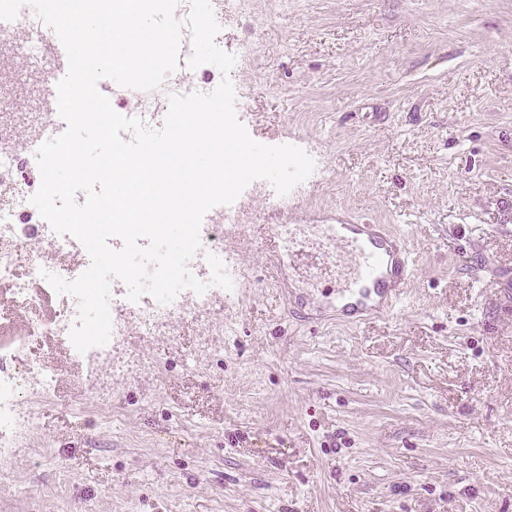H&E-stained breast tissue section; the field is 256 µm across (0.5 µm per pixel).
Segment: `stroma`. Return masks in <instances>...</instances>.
<instances>
[{"label": "stroma", "mask_w": 512, "mask_h": 512, "mask_svg": "<svg viewBox=\"0 0 512 512\" xmlns=\"http://www.w3.org/2000/svg\"><path fill=\"white\" fill-rule=\"evenodd\" d=\"M221 33L254 45L231 76L249 135L320 166L229 240L223 355L190 366L195 328L135 342L156 375L79 412L80 365L40 337L55 391L0 512H512V0H251ZM280 222L402 236L394 313L339 320L354 257L310 233L269 287Z\"/></svg>", "instance_id": "obj_1"}]
</instances>
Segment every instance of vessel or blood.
<instances>
[{
  "label": "vessel or blood",
  "mask_w": 512,
  "mask_h": 512,
  "mask_svg": "<svg viewBox=\"0 0 512 512\" xmlns=\"http://www.w3.org/2000/svg\"><path fill=\"white\" fill-rule=\"evenodd\" d=\"M319 232L326 242L346 245L355 256L351 282L334 297L338 316L360 322L392 312L413 274L405 240L382 224H323Z\"/></svg>",
  "instance_id": "obj_1"
}]
</instances>
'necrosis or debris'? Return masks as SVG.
I'll return each mask as SVG.
<instances>
[{"instance_id": "1", "label": "necrosis or debris", "mask_w": 512, "mask_h": 512, "mask_svg": "<svg viewBox=\"0 0 512 512\" xmlns=\"http://www.w3.org/2000/svg\"><path fill=\"white\" fill-rule=\"evenodd\" d=\"M55 32L41 23L32 7H23L15 29L0 36V82L9 83L18 71H26L33 84L60 80L62 71L49 60L48 46ZM179 78H164L151 90L138 91L128 97L116 89L111 105L121 115L140 117L153 127L161 126L168 112L171 95L213 91L221 81L219 69L206 64L197 69L180 66ZM56 102H47L38 113L4 112L0 114V310L15 305H36L33 291L47 288L43 271L73 280L90 265V256L75 238L56 235L29 198L41 183L36 162L37 147L46 139L65 130ZM292 195L264 194L261 211L250 204L233 203L213 210L200 229L201 248L190 259L188 268L200 281L209 285L204 294L181 291L173 302L158 303L151 295L130 301L128 288L118 278L110 281L109 310L112 333L108 344L76 353L83 370V381L101 403L112 395L102 378L113 369L114 358L128 350L133 339L152 340L159 336L175 338L185 328L201 326L209 341L199 348L204 356L220 354L217 342L224 337V315L213 306L223 299H234V290L211 285L212 272L206 260L214 254L225 261L232 281H239L242 270L228 264L226 238L246 235L258 213L287 211ZM56 309L46 318L29 319L27 329L11 344L0 343V476L7 475L18 461L19 438L23 430L32 429L34 420L24 407L27 399L50 396L55 389V373L43 363L33 348L39 335L54 337L65 349L73 344L69 337L78 311L77 299L69 294L55 297Z\"/></svg>"}]
</instances>
